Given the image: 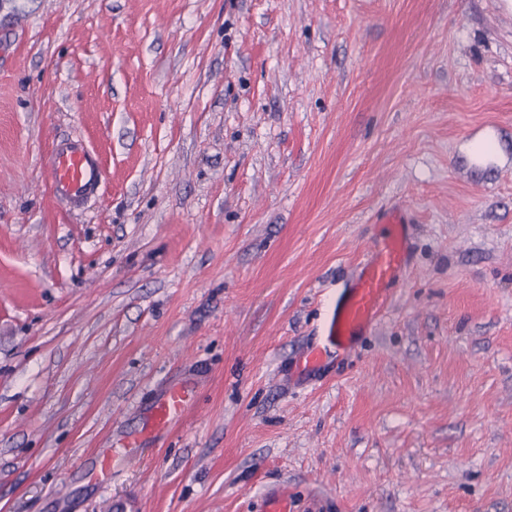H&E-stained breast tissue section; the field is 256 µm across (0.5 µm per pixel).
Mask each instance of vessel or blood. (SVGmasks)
I'll return each mask as SVG.
<instances>
[{
  "label": "vessel or blood",
  "mask_w": 512,
  "mask_h": 512,
  "mask_svg": "<svg viewBox=\"0 0 512 512\" xmlns=\"http://www.w3.org/2000/svg\"><path fill=\"white\" fill-rule=\"evenodd\" d=\"M49 189L54 198L81 205L93 195L102 180L97 158L79 142L57 144L48 165ZM386 232L376 239L358 277L337 301L329 318L323 342L303 358L306 372L321 369L338 351L349 348L378 320L394 286L398 283L407 253V211L390 209L384 217ZM188 391L172 387L155 402L147 414V428L167 430L185 411Z\"/></svg>",
  "instance_id": "vessel-or-blood-1"
}]
</instances>
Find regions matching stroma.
Here are the masks:
<instances>
[{"label":"stroma","instance_id":"obj_1","mask_svg":"<svg viewBox=\"0 0 512 512\" xmlns=\"http://www.w3.org/2000/svg\"><path fill=\"white\" fill-rule=\"evenodd\" d=\"M75 136L103 179L71 208L46 171ZM399 202L401 285L300 373ZM173 385L183 417L101 473ZM278 486L512 512V10L0 0V512H259Z\"/></svg>","mask_w":512,"mask_h":512}]
</instances>
